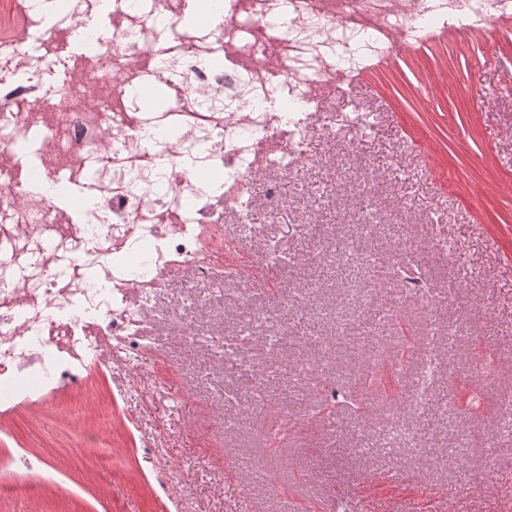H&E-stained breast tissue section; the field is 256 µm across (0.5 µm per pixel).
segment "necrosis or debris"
<instances>
[{
	"label": "necrosis or debris",
	"instance_id": "4bbe7bcc",
	"mask_svg": "<svg viewBox=\"0 0 512 512\" xmlns=\"http://www.w3.org/2000/svg\"><path fill=\"white\" fill-rule=\"evenodd\" d=\"M187 0H28L0 35V242L15 250L0 274V398L14 402L61 385L82 387L103 347L133 370L155 354V319L140 300L177 276L208 284L223 255L226 210L247 216L254 176L277 174L264 198L287 205L279 179L302 162L289 130L292 102H318L372 64L414 51L421 21L468 39L512 23V0H224L218 25L180 27ZM85 29L91 53L65 35ZM167 90L164 112H143L135 91ZM39 141L40 170L25 174L24 141ZM88 194L61 203L43 181ZM304 293L261 310L232 338L185 327L186 342L219 347L241 393L263 419L252 337L277 357ZM436 338L420 347L410 406L424 410Z\"/></svg>",
	"mask_w": 512,
	"mask_h": 512
}]
</instances>
